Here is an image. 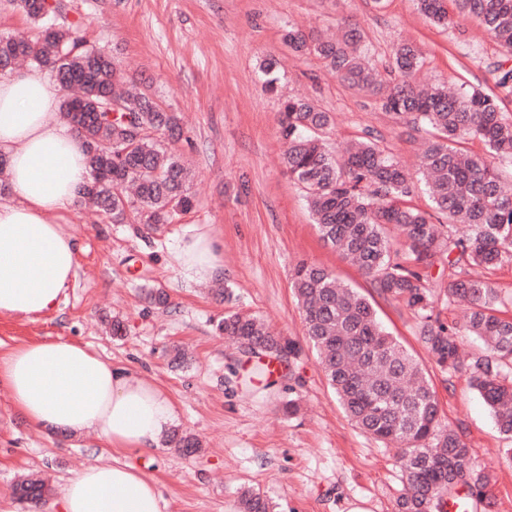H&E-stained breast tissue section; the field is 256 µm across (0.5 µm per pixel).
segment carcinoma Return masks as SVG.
I'll return each instance as SVG.
<instances>
[{"label": "carcinoma", "instance_id": "cac0c4a2", "mask_svg": "<svg viewBox=\"0 0 512 512\" xmlns=\"http://www.w3.org/2000/svg\"><path fill=\"white\" fill-rule=\"evenodd\" d=\"M43 2L14 0L36 33L26 39L0 34V71L21 62L44 67L66 92L60 118L80 125L91 176L83 201L114 224L126 223L132 214L150 228L172 223L192 206L189 170L159 139L183 135L179 114L161 108L112 57L88 45L81 24H58L60 0L46 9ZM416 2L442 28L460 15L476 18L504 55L494 65L495 85L512 92V0ZM284 41L299 56L323 60L357 93L376 97L383 111L431 135L418 171L432 201L429 213L411 204L414 177L379 139L355 141L339 158L325 142L332 116L316 101L288 98L279 117L282 164L302 192L322 242L354 262L379 294L415 314L436 366L468 370L497 429L512 438V317L499 316L502 299L493 283L469 272L512 262V184L496 167L499 160H512V117L501 112L493 92L422 86L423 55L412 43L394 48L396 77L385 87L368 60L365 34L355 25L335 40L291 26ZM466 136L482 140L487 156L464 151L460 140ZM394 228L402 241L392 238ZM444 258L460 269L446 297L467 304L463 324L447 323L435 313L430 272ZM292 288L306 339L340 405L361 432L399 451L406 485L398 512H444L447 495L460 484L483 498L488 475L474 469L467 444L442 425L427 370L385 330L371 301L315 263L294 268ZM217 329L243 356L264 353L290 366L301 352L295 339L249 312L228 311ZM466 336L480 339L487 355L467 363L460 354ZM170 442L185 455L201 451L187 434L175 433ZM46 493L34 475L13 487L23 502L37 503ZM239 508L275 512L269 498L250 489L241 493Z\"/></svg>", "mask_w": 512, "mask_h": 512}]
</instances>
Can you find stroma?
<instances>
[{"mask_svg":"<svg viewBox=\"0 0 512 512\" xmlns=\"http://www.w3.org/2000/svg\"><path fill=\"white\" fill-rule=\"evenodd\" d=\"M67 18L81 22L89 45L115 56L147 93L180 113L186 137L172 143L193 170L191 210L149 230L138 220L115 224L72 206L65 215L81 244L78 270L55 313L0 317V352L44 339L88 345L113 365L132 369L172 399L175 431L201 442L186 456L168 443L146 452L109 448L95 434L66 437L31 426L0 385V512H57L64 482L88 464L127 456L153 477L168 512H236L241 489L270 498L276 512H397L403 490L392 449L361 433L329 387L312 350L292 377L268 390L240 387L247 365L216 330L230 308L261 316L275 331L304 338L301 309L291 288L300 263L333 270L373 303L387 330L426 363L441 419L464 439L474 465L490 479L484 499L469 512H512V439L497 430L468 373L430 364L418 319L380 296L353 265L320 240L301 193L281 164L279 113L284 99L308 96L331 112L332 149L373 135L408 170H416L420 133L339 81L314 56H293L286 28L334 34L349 23L363 29L368 58L390 81L391 52L409 42L423 51L422 77L497 92L512 116V93L497 90L488 70L499 47L474 22L457 17L443 29L420 14L414 0H67ZM279 61L277 92L260 70ZM208 224L223 241L217 283L234 292L224 302L179 272L180 241ZM170 296L155 306L149 289ZM123 336H113L112 321ZM185 354L173 363L175 350ZM299 400L289 417L281 404ZM43 473L52 491L40 504L12 496L13 482Z\"/></svg>","mask_w":512,"mask_h":512,"instance_id":"1","label":"stroma"}]
</instances>
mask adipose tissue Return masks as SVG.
Wrapping results in <instances>:
<instances>
[{"label": "adipose tissue", "instance_id": "1", "mask_svg": "<svg viewBox=\"0 0 512 512\" xmlns=\"http://www.w3.org/2000/svg\"><path fill=\"white\" fill-rule=\"evenodd\" d=\"M58 84L41 68L0 77V156L9 168L0 199V316L35 319L58 310L76 275L78 246L64 214L90 180L79 135L58 119ZM181 274L210 280L223 269L222 242L198 228L177 255ZM0 384L35 428L92 431L110 447L158 446L176 413L160 387L64 339L25 342L0 354ZM59 512H166L153 480L115 460L66 480Z\"/></svg>", "mask_w": 512, "mask_h": 512}]
</instances>
